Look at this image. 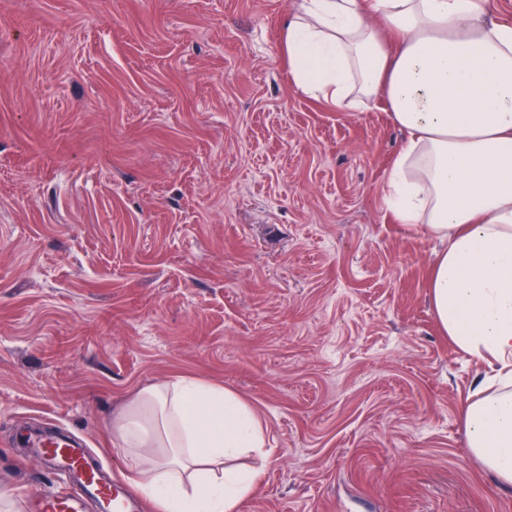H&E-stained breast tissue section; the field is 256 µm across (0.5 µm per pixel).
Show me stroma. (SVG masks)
I'll return each instance as SVG.
<instances>
[{
	"mask_svg": "<svg viewBox=\"0 0 512 512\" xmlns=\"http://www.w3.org/2000/svg\"><path fill=\"white\" fill-rule=\"evenodd\" d=\"M286 0H0V484L22 431L85 436L177 375L270 453L237 512H512L460 419L483 370L437 328L440 242L394 223L387 113L298 91Z\"/></svg>",
	"mask_w": 512,
	"mask_h": 512,
	"instance_id": "1",
	"label": "stroma"
}]
</instances>
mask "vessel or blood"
I'll use <instances>...</instances> for the list:
<instances>
[{
    "label": "vessel or blood",
    "instance_id": "obj_1",
    "mask_svg": "<svg viewBox=\"0 0 512 512\" xmlns=\"http://www.w3.org/2000/svg\"><path fill=\"white\" fill-rule=\"evenodd\" d=\"M52 473L66 476L69 488L52 497L30 495L28 512H84L94 504L97 512H137L139 505L120 483L113 481L76 436L40 439L34 453Z\"/></svg>",
    "mask_w": 512,
    "mask_h": 512
}]
</instances>
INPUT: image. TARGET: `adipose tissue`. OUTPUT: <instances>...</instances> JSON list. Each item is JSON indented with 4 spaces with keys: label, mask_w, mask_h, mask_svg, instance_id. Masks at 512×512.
<instances>
[{
    "label": "adipose tissue",
    "mask_w": 512,
    "mask_h": 512,
    "mask_svg": "<svg viewBox=\"0 0 512 512\" xmlns=\"http://www.w3.org/2000/svg\"><path fill=\"white\" fill-rule=\"evenodd\" d=\"M280 51L304 95L406 131L385 200L443 244L436 323L485 370L461 408L469 452L512 486V25L492 0H297ZM112 442L156 512H236L261 477L236 460L267 455L251 405L185 377L122 404Z\"/></svg>",
    "instance_id": "adipose-tissue-1"
}]
</instances>
